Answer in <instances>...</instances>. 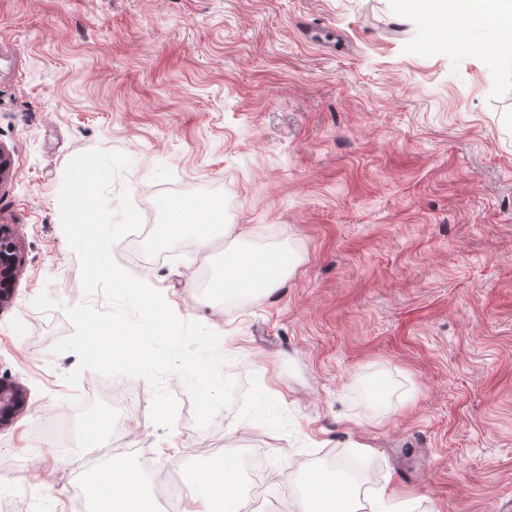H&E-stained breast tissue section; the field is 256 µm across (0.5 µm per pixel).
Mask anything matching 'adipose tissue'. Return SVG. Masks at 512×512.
Masks as SVG:
<instances>
[{
  "mask_svg": "<svg viewBox=\"0 0 512 512\" xmlns=\"http://www.w3.org/2000/svg\"><path fill=\"white\" fill-rule=\"evenodd\" d=\"M405 10L435 21L440 31L456 40H467L478 31L474 47L481 54L512 63V0H404ZM290 268L287 252L238 249L225 252L218 281L224 296L257 292L270 294L280 288ZM129 469L120 461L94 475L90 483L101 512H153L150 502L129 485ZM239 483L235 458L224 455L210 462L209 478L195 491L187 512H222ZM346 476L325 468L306 477L300 489L303 512H358L356 496L348 491Z\"/></svg>",
  "mask_w": 512,
  "mask_h": 512,
  "instance_id": "adipose-tissue-1",
  "label": "adipose tissue"
}]
</instances>
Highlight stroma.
Returning a JSON list of instances; mask_svg holds the SVG:
<instances>
[{
	"label": "stroma",
	"mask_w": 512,
	"mask_h": 512,
	"mask_svg": "<svg viewBox=\"0 0 512 512\" xmlns=\"http://www.w3.org/2000/svg\"><path fill=\"white\" fill-rule=\"evenodd\" d=\"M0 225L22 265L0 307V377L27 406L0 430V501L76 512L94 452H44L40 423L80 414L99 374L65 380L73 326L35 299L85 295L58 193L76 155L120 152L110 185L140 195L169 253L115 261L182 320L220 337L232 402L208 427L146 422L128 467L205 478L214 442L260 457L237 512H300L310 472L358 448L361 501L396 489L413 512H500L512 499V66L448 46L399 0H0ZM219 205L208 247L168 231L176 208ZM207 220L206 212L198 214ZM287 250L270 296L223 300L224 252ZM277 408L265 425L262 406ZM31 496H24V489Z\"/></svg>",
	"instance_id": "1"
}]
</instances>
